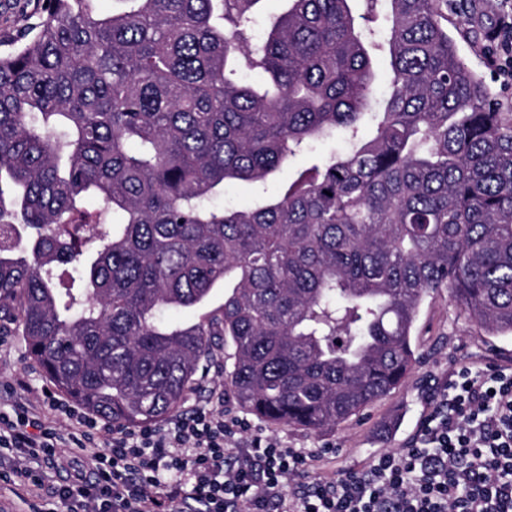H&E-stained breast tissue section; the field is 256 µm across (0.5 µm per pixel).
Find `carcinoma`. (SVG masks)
<instances>
[{
	"label": "carcinoma",
	"instance_id": "cac0c4a2",
	"mask_svg": "<svg viewBox=\"0 0 512 512\" xmlns=\"http://www.w3.org/2000/svg\"><path fill=\"white\" fill-rule=\"evenodd\" d=\"M58 2L0 51V320L58 391L152 423L230 341L236 402L322 433L405 383L430 294L512 337V113L460 56L448 0H365L358 19L285 0L265 22L261 0ZM338 132L346 152L217 204ZM217 288L214 310L164 317ZM255 186L246 182H235L226 185L224 189V199L219 203L230 206L245 207L254 202Z\"/></svg>",
	"mask_w": 512,
	"mask_h": 512
}]
</instances>
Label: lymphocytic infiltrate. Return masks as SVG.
<instances>
[{"label": "lymphocytic infiltrate", "mask_w": 512, "mask_h": 512, "mask_svg": "<svg viewBox=\"0 0 512 512\" xmlns=\"http://www.w3.org/2000/svg\"><path fill=\"white\" fill-rule=\"evenodd\" d=\"M215 405L172 428L116 426L69 410L65 432L33 408L0 414V480L51 492L62 512H512V369L461 365L412 447L345 475L278 442H229L248 424Z\"/></svg>", "instance_id": "1"}]
</instances>
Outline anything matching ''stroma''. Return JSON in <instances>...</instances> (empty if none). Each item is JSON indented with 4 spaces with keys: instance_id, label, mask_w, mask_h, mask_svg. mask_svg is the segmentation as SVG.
<instances>
[{
    "instance_id": "obj_1",
    "label": "stroma",
    "mask_w": 512,
    "mask_h": 512,
    "mask_svg": "<svg viewBox=\"0 0 512 512\" xmlns=\"http://www.w3.org/2000/svg\"><path fill=\"white\" fill-rule=\"evenodd\" d=\"M505 6V0H448V33L464 61L490 88L501 110L512 112V89L488 68L482 53ZM416 344L419 361L407 382L331 433L269 425L241 408L232 394H225V416L249 422L248 432L235 435L233 444L246 445L252 437L261 436L286 448L320 453L323 465L336 472L357 471L379 454L414 443L442 384L460 363L512 366V338L488 336L444 290L423 302L416 324ZM227 359V349L220 348L202 364L199 385L184 403L183 413L210 408L212 389L224 383ZM49 386L31 362L23 338L10 328L0 329V412L10 415L18 406L42 400Z\"/></svg>"
}]
</instances>
